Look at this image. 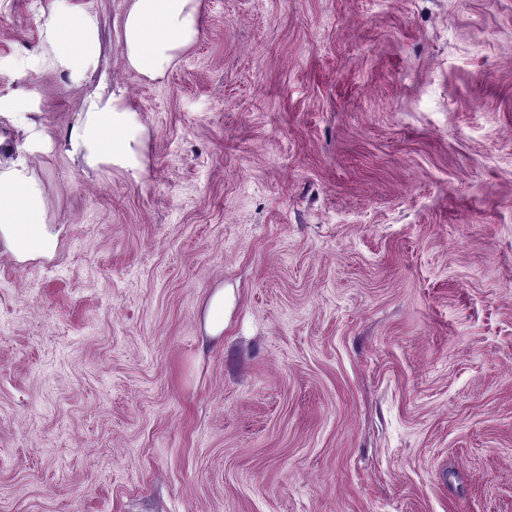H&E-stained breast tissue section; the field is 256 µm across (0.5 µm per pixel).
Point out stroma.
Segmentation results:
<instances>
[{"label":"stroma","mask_w":512,"mask_h":512,"mask_svg":"<svg viewBox=\"0 0 512 512\" xmlns=\"http://www.w3.org/2000/svg\"><path fill=\"white\" fill-rule=\"evenodd\" d=\"M52 258L0 245V512H512V0H198L157 79L40 68ZM122 90L144 174L55 147ZM224 298V327L208 311Z\"/></svg>","instance_id":"1"}]
</instances>
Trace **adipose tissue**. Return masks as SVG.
Instances as JSON below:
<instances>
[{
    "label": "adipose tissue",
    "mask_w": 512,
    "mask_h": 512,
    "mask_svg": "<svg viewBox=\"0 0 512 512\" xmlns=\"http://www.w3.org/2000/svg\"><path fill=\"white\" fill-rule=\"evenodd\" d=\"M197 0H127L117 25V35L130 68L155 79L164 75L179 52L198 36ZM38 23L45 51L43 67L67 73L80 83L97 68L100 56L96 14L89 10L53 8L41 11ZM158 34L147 38L146 24ZM33 97H0V112L17 119L20 144L0 135V151L9 161H0V243L18 260L52 257L57 237L47 229L43 192L29 167L26 153L37 151V132L29 113L35 112ZM144 128L136 109L123 94L95 93L85 99V110L59 144L62 155L97 170L114 167L143 171L141 153Z\"/></svg>",
    "instance_id": "1"
}]
</instances>
